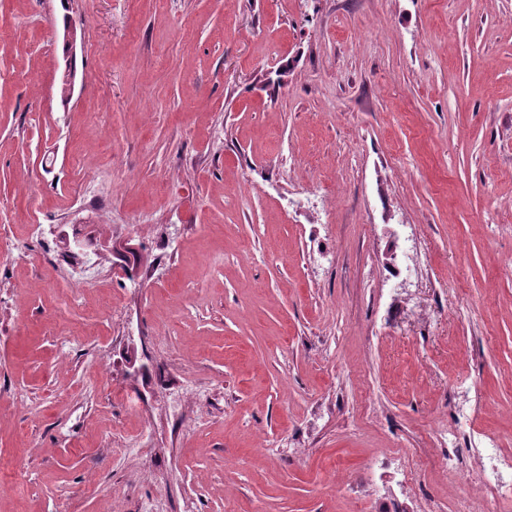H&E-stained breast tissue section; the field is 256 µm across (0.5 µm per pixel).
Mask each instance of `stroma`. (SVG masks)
Here are the masks:
<instances>
[{"mask_svg":"<svg viewBox=\"0 0 512 512\" xmlns=\"http://www.w3.org/2000/svg\"><path fill=\"white\" fill-rule=\"evenodd\" d=\"M508 16L0 0V512H512ZM448 435L451 437L448 440V469L452 471L455 482L469 499L483 498L490 489H493L502 498H512V459L501 456L499 449L496 447L495 439L485 436L483 448H480V450L477 448L479 455L481 456L482 452L488 459L496 460L508 472V477H502L500 480L490 482L484 476L483 471L462 469L454 463L456 451L462 447L461 438L465 444L464 437L466 434L461 433L459 430H448Z\"/></svg>","mask_w":512,"mask_h":512,"instance_id":"1","label":"stroma"}]
</instances>
